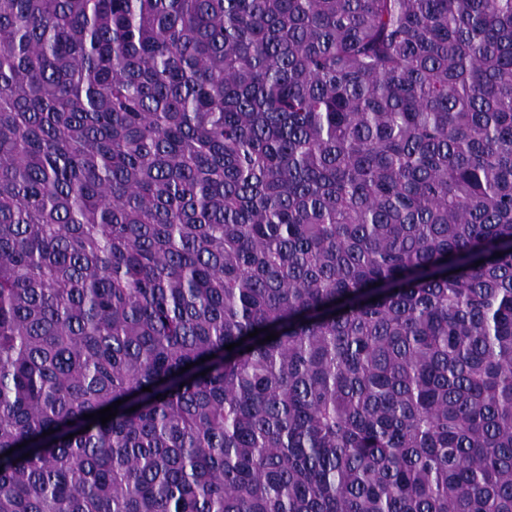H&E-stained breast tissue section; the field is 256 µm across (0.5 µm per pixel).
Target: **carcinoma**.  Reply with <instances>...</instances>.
<instances>
[{
	"instance_id": "carcinoma-1",
	"label": "carcinoma",
	"mask_w": 512,
	"mask_h": 512,
	"mask_svg": "<svg viewBox=\"0 0 512 512\" xmlns=\"http://www.w3.org/2000/svg\"><path fill=\"white\" fill-rule=\"evenodd\" d=\"M0 512H512V0H0Z\"/></svg>"
}]
</instances>
